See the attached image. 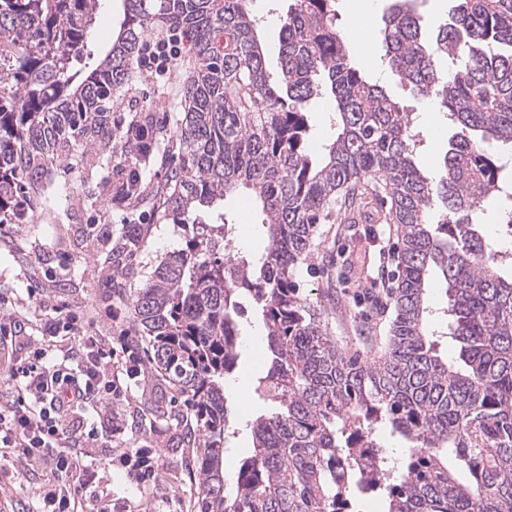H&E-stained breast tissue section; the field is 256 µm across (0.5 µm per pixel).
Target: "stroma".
I'll return each mask as SVG.
<instances>
[{
	"label": "stroma",
	"mask_w": 512,
	"mask_h": 512,
	"mask_svg": "<svg viewBox=\"0 0 512 512\" xmlns=\"http://www.w3.org/2000/svg\"><path fill=\"white\" fill-rule=\"evenodd\" d=\"M286 0H255L254 14L259 19L267 47V67L277 73V48L281 17ZM356 65L371 80L384 86L405 111L414 117L417 149L415 160L427 171L438 170L453 134L445 112L431 100L422 98L389 69L381 41H374L368 50L355 56ZM195 57L192 48H185L173 64L171 78L156 81L150 73L136 70L133 79L117 91L113 100L112 123L123 126L127 117L125 101L149 110L159 128V146L167 148L176 128L181 108L182 84L193 72ZM360 214L358 222H346L345 211L331 208L321 220L316 247L309 260L300 266L295 284L300 295L321 297L328 311V329L338 346L367 360H380L386 351L390 324L394 316L389 300L384 299L385 285L395 284L396 264L381 266L380 250H398L400 232L397 225L386 223L373 192H365L353 203ZM230 218L248 223V240L237 241L241 253L264 251L268 245L261 218L247 199L237 197L226 201ZM37 223L14 227L15 247L0 248V297L9 301L24 299L30 316L38 308L32 293L62 300L72 308L93 312L100 304L102 280L96 266L86 265L74 245L85 238L90 225L109 223L113 235H120L124 223L145 221L148 229L128 275L122 281L125 295H133L147 282L154 268L184 243L182 225L163 220L160 213L144 209L138 212L86 206L68 213L37 209ZM241 329L240 358L232 385L225 395L230 406L238 404L239 388H251L267 370L263 343H249L248 334H262V319L255 303H247ZM129 390L114 409L127 422L123 434L109 436L107 422H99L103 432L102 445L92 456L99 469V480L87 490L88 498L109 495L118 512H198V483L193 472L189 448L182 442L183 427L176 420L145 414L147 404L168 399V388L159 385L151 373L129 381ZM269 406L259 397H252L248 412L234 415L236 433L228 442L224 455L226 479H234L241 461L253 452L249 420L267 413ZM128 448L158 450L159 478L145 485L137 484L126 470L116 467L120 454Z\"/></svg>",
	"instance_id": "stroma-1"
}]
</instances>
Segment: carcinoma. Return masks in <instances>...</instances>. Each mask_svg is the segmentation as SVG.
Listing matches in <instances>:
<instances>
[{"label": "carcinoma", "instance_id": "1", "mask_svg": "<svg viewBox=\"0 0 512 512\" xmlns=\"http://www.w3.org/2000/svg\"><path fill=\"white\" fill-rule=\"evenodd\" d=\"M253 0H123L112 45L87 65L99 0H0V224L30 222L31 193L78 147L96 199L112 196V154L147 166L157 147L150 113L134 111L112 136V94L132 75L152 29H183L196 67L163 182L139 179L126 205L145 204L185 227L133 296L148 363L184 398L194 426L199 512H346L353 491L380 494L387 512H512V0H455L432 36L407 0L381 30L390 68L446 111L455 129L441 170L414 158L412 114L371 82L336 28V0H291L279 32L280 80L269 81ZM448 59V68L441 66ZM328 89L340 131L310 147L309 112ZM383 181L386 219L401 226L396 316L377 363L345 354L320 301L298 294L321 216L343 188ZM247 192L269 242L238 255L229 282L224 248L236 222L224 200ZM501 225L486 232L488 215ZM141 240L125 234L91 252L117 288ZM448 299L446 335L461 365L439 355L431 317L434 272ZM261 308L268 356L257 380L277 411L252 422L253 453L233 490L224 479L237 369L241 299ZM408 448L394 466L380 434ZM469 478L461 482L455 466Z\"/></svg>", "mask_w": 512, "mask_h": 512}]
</instances>
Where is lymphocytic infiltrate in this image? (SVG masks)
<instances>
[{"mask_svg": "<svg viewBox=\"0 0 512 512\" xmlns=\"http://www.w3.org/2000/svg\"><path fill=\"white\" fill-rule=\"evenodd\" d=\"M187 35L175 29L165 40L145 43L139 64L158 76L171 74ZM92 317L54 304L29 319L22 311L0 313V347L11 356L0 395V465L19 472L49 470L54 479L40 485L38 497L47 512H112V500H88L86 490L98 472L89 455L102 436L97 425L82 432V450L69 448V431L86 411L111 414L125 391L121 377L142 374L141 364L112 369V349L90 335ZM63 352L61 363L48 364L52 347Z\"/></svg>", "mask_w": 512, "mask_h": 512, "instance_id": "1", "label": "lymphocytic infiltrate"}]
</instances>
